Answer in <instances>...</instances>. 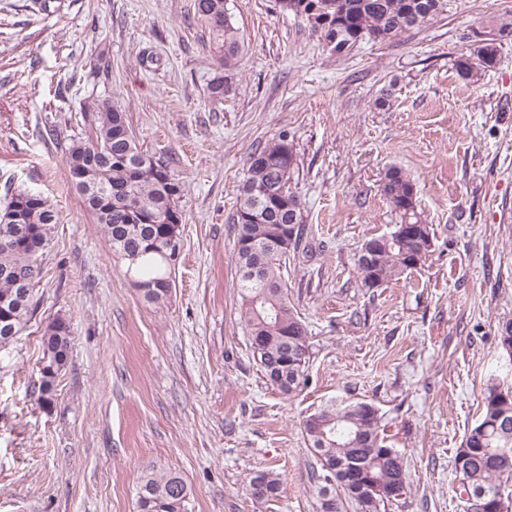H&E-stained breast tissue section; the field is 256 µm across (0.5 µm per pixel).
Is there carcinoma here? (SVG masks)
I'll return each instance as SVG.
<instances>
[{
  "label": "carcinoma",
  "instance_id": "cac0c4a2",
  "mask_svg": "<svg viewBox=\"0 0 512 512\" xmlns=\"http://www.w3.org/2000/svg\"><path fill=\"white\" fill-rule=\"evenodd\" d=\"M454 0H277L281 11L306 21L338 55L363 42L381 43L411 30L422 29L447 15ZM195 13L208 32L209 49L218 67L238 66L242 51L239 30L226 9V0H195ZM512 33V23L495 25L479 40L476 60L461 59L457 67L469 79L474 68H493L499 62L497 34ZM86 136L72 141L66 156L69 177L78 169L89 173L97 187L72 182L84 207L101 224L112 253L127 263L134 286L148 302L157 303L171 292L172 266L168 258L169 216L184 224L178 208L183 185L171 171V162L143 149L134 136L127 113L112 100L88 96L81 105ZM298 169L294 139L288 131L251 149L246 158L239 203L230 218L234 234L236 283L252 353L270 384L284 394L297 390L306 371L308 332L288 302L283 277L288 254L306 234L303 204L292 188ZM380 192L399 223L416 227L409 238L395 230L374 234L370 255L357 259L364 286L395 280L422 265L430 248V226L419 210L415 181L402 168L389 167ZM56 210L41 195L27 191L10 194L0 212V346L9 345L37 310L35 286L40 262L55 224ZM297 228L288 249L277 246L288 229ZM501 347L512 362V321L498 326ZM41 361L54 367L40 372L37 403L53 406L55 382L70 357L71 329L57 317L41 336ZM502 387L487 388L479 421L455 455L459 488L485 494L483 512H494L497 498H509L512 487V411L502 416ZM303 429L321 465L320 478L331 476L344 497L363 512L402 495L407 487L402 454L386 445L378 410L364 402L323 409L303 421ZM248 493L256 500L279 495L280 479L271 470H259L249 479ZM189 490L177 473L155 466L142 470L136 489V512H187Z\"/></svg>",
  "mask_w": 512,
  "mask_h": 512
}]
</instances>
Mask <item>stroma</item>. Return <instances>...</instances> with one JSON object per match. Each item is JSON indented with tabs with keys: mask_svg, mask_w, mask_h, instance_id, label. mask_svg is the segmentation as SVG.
Returning a JSON list of instances; mask_svg holds the SVG:
<instances>
[{
	"mask_svg": "<svg viewBox=\"0 0 512 512\" xmlns=\"http://www.w3.org/2000/svg\"><path fill=\"white\" fill-rule=\"evenodd\" d=\"M238 68L215 65L194 0H0V209L6 185L60 215L38 309L0 347V512H135L142 469L176 471L189 512H320L321 467L303 420L374 406L409 484L380 512H467L454 457L488 387L512 385L497 339L512 320V39L463 79L477 34L512 0H455L447 18L343 57L276 0H227ZM229 91L208 104L215 77ZM111 98L139 144L171 156L185 215L173 287L145 301L66 167L85 97ZM293 137L312 246L288 262L309 362L281 394L249 346L229 218L251 148ZM416 183L432 247L377 288L357 274L368 236L398 222L389 166ZM69 322L50 410L37 403L40 336ZM277 473L257 501L249 476ZM248 493L256 500H271L280 492V479L271 470H259L249 479Z\"/></svg>",
	"mask_w": 512,
	"mask_h": 512,
	"instance_id": "stroma-1",
	"label": "stroma"
}]
</instances>
